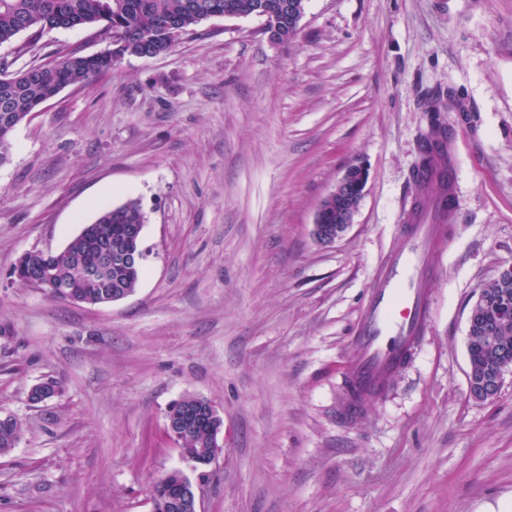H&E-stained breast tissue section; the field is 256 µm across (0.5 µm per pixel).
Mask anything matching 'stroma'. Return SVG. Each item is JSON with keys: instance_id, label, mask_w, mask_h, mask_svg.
Returning <instances> with one entry per match:
<instances>
[{"instance_id": "1", "label": "stroma", "mask_w": 512, "mask_h": 512, "mask_svg": "<svg viewBox=\"0 0 512 512\" xmlns=\"http://www.w3.org/2000/svg\"><path fill=\"white\" fill-rule=\"evenodd\" d=\"M214 17L169 52L128 56L16 127L0 165V512H151L154 481L201 482V512H512V376L468 387V317L512 266V0H306L296 36ZM40 62L110 45L44 31ZM453 89L456 219L415 355L354 421L352 333L416 191L424 102ZM353 164L368 181L344 235H313ZM146 216L144 273L87 305L12 283L107 207ZM62 393L34 404L45 380ZM210 401L223 451L198 471L165 432ZM23 436V426L12 415L0 417V455L10 453Z\"/></svg>"}]
</instances>
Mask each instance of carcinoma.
<instances>
[{
  "instance_id": "1",
  "label": "carcinoma",
  "mask_w": 512,
  "mask_h": 512,
  "mask_svg": "<svg viewBox=\"0 0 512 512\" xmlns=\"http://www.w3.org/2000/svg\"><path fill=\"white\" fill-rule=\"evenodd\" d=\"M254 0H0V44L12 42L18 35L36 30L99 26L111 36L118 35L125 43V55L141 57L154 48L171 49L166 42V29L172 19L178 20L184 31L199 25L207 16L238 17L251 15ZM19 56L31 60L16 72L0 71V127L8 122L15 129L38 105L68 85L83 83L89 78L112 69L110 52L92 55L68 53L51 64L36 62L37 41L18 48ZM455 93L437 94L430 98L424 112L428 128L419 139V165L413 179L437 166L450 168L451 158L444 152L449 128L443 113L457 112ZM145 223L140 204L135 200L104 210L88 231L71 239L55 268V279L65 283L51 295L61 300H74L100 305L112 298V291L132 292L140 279L142 267L124 264L117 258L123 243L115 238L123 227ZM112 250V263L102 266L97 287L88 288L82 278L84 267L99 262L106 250ZM512 302V277L496 278L481 293ZM496 320V311L489 306L484 315L469 325L468 353L470 364L486 365L493 352L512 355V324L499 326L494 339H489L486 325ZM216 425L207 420L185 433L180 451L188 459L200 460L212 447ZM23 436V426L12 415L0 417V455L10 453Z\"/></svg>"
}]
</instances>
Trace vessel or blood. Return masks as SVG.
I'll return each instance as SVG.
<instances>
[{
    "label": "vessel or blood",
    "mask_w": 512,
    "mask_h": 512,
    "mask_svg": "<svg viewBox=\"0 0 512 512\" xmlns=\"http://www.w3.org/2000/svg\"><path fill=\"white\" fill-rule=\"evenodd\" d=\"M455 209L448 196L424 193L405 210L398 237L378 266L356 328L347 416H356L394 381L422 334L437 245Z\"/></svg>",
    "instance_id": "obj_1"
}]
</instances>
